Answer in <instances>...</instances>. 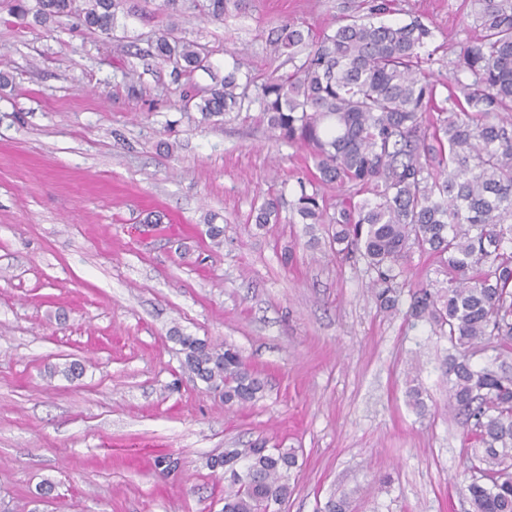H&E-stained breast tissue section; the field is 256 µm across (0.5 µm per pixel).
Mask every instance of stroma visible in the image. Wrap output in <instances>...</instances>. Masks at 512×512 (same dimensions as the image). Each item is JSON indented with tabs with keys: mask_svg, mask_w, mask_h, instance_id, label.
Returning a JSON list of instances; mask_svg holds the SVG:
<instances>
[{
	"mask_svg": "<svg viewBox=\"0 0 512 512\" xmlns=\"http://www.w3.org/2000/svg\"><path fill=\"white\" fill-rule=\"evenodd\" d=\"M340 2L246 0L218 22L127 0L108 36L0 8V512H222L206 461L254 444L300 451L283 512L344 494L348 512H471L447 337L380 311L363 262L309 247L291 207L305 149L276 141L255 104L201 122L182 96L208 76L153 54L173 28L215 66L245 52L260 81L291 69L272 28L320 34ZM462 2H394L393 20L432 22L425 68L441 82ZM268 196L279 221L260 226ZM177 331L238 349L260 398L225 405ZM64 363L75 376L52 374Z\"/></svg>",
	"mask_w": 512,
	"mask_h": 512,
	"instance_id": "stroma-1",
	"label": "stroma"
}]
</instances>
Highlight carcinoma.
<instances>
[{
    "mask_svg": "<svg viewBox=\"0 0 512 512\" xmlns=\"http://www.w3.org/2000/svg\"><path fill=\"white\" fill-rule=\"evenodd\" d=\"M124 0H12L11 14L45 24L74 17L109 35ZM363 14H343L318 38L286 22L269 39L292 71L259 87L262 121L275 137L309 149L315 172L297 179L291 206L312 242L322 226L332 254L362 259L375 274L380 310H398L403 261L415 246L433 258L445 284H417L406 320L426 322L448 337V408L466 416L470 464L480 473L467 486L473 512H512V381L474 366L468 349L485 339L512 344V0H470L478 34L461 43L448 82L438 85L421 68L434 27L420 16L387 22L393 0H368ZM230 0H163L171 14L197 11L222 21ZM157 56L180 74L207 70L201 47L161 34ZM233 56L224 78L186 99L201 120L240 109L249 100L246 67ZM447 90L439 98L438 87ZM338 191L332 214L318 187ZM278 199L256 208L255 223L277 222ZM186 367L224 404L257 399L262 384L240 352L176 334ZM418 414L428 411L424 390L407 391ZM224 470L223 512H282L300 468L296 448H226L210 459Z\"/></svg>",
    "mask_w": 512,
    "mask_h": 512,
    "instance_id": "1",
    "label": "carcinoma"
}]
</instances>
